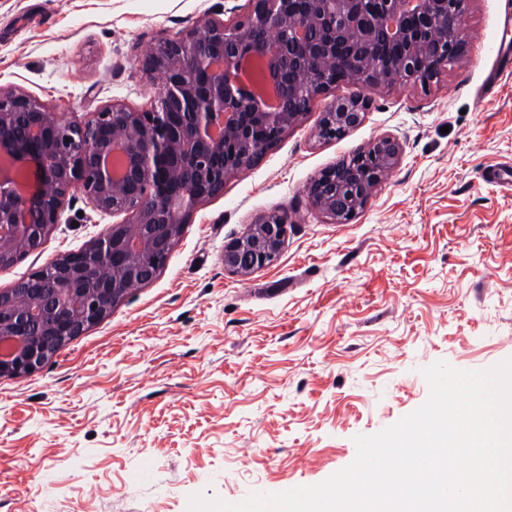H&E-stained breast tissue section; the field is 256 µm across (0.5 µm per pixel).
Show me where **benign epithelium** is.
<instances>
[{
  "instance_id": "obj_1",
  "label": "benign epithelium",
  "mask_w": 512,
  "mask_h": 512,
  "mask_svg": "<svg viewBox=\"0 0 512 512\" xmlns=\"http://www.w3.org/2000/svg\"><path fill=\"white\" fill-rule=\"evenodd\" d=\"M469 0H247L230 22L205 19L161 37L146 69L164 77L152 110L114 103L65 121L32 97L0 91V268L38 248L75 189L103 212L124 213L87 248L63 255L18 288L0 291V377L39 370L133 287L150 283L160 260L202 201L256 163L298 124L338 73L368 86L430 85L462 52ZM380 39L404 46L380 66L362 50ZM292 73L295 82L284 76ZM364 100H335L318 124L322 139L364 118ZM399 141L383 136L322 170L306 187L312 205L342 224L364 209L397 166ZM286 216L276 210L224 246V268L248 274L278 258Z\"/></svg>"
}]
</instances>
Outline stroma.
Wrapping results in <instances>:
<instances>
[{
    "label": "stroma",
    "instance_id": "1",
    "mask_svg": "<svg viewBox=\"0 0 512 512\" xmlns=\"http://www.w3.org/2000/svg\"><path fill=\"white\" fill-rule=\"evenodd\" d=\"M246 0H0V90L66 120L150 110L154 42ZM461 57L429 88L343 83L252 166L199 203L157 277L40 370L0 378V512H187L313 485L428 398L422 368L512 358V74L485 80L512 39V0H470ZM363 98L346 135H314L336 98ZM398 165L346 224L305 193L376 139ZM288 216L269 266L238 275L224 246ZM119 215L66 201L41 246L0 269L13 287L85 248ZM152 462L149 479L130 475Z\"/></svg>",
    "mask_w": 512,
    "mask_h": 512
}]
</instances>
